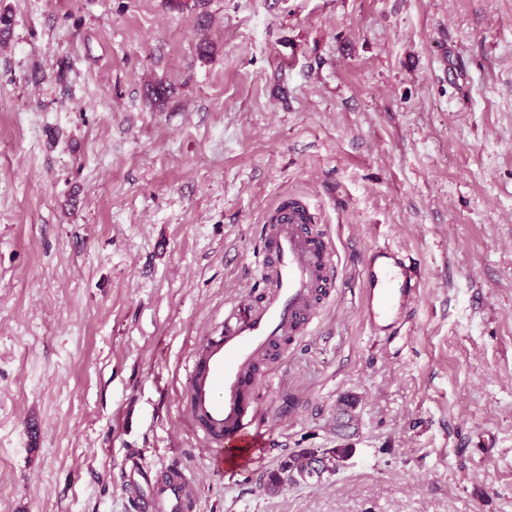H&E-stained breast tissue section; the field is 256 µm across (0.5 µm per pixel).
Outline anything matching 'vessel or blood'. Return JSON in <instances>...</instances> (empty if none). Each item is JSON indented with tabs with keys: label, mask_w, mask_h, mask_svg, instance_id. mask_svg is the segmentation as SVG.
<instances>
[{
	"label": "vessel or blood",
	"mask_w": 512,
	"mask_h": 512,
	"mask_svg": "<svg viewBox=\"0 0 512 512\" xmlns=\"http://www.w3.org/2000/svg\"><path fill=\"white\" fill-rule=\"evenodd\" d=\"M335 250L316 230L306 207L276 212L263 232L255 264L263 290L234 299L224 324L203 337L190 356L183 417L215 453L216 464H253L252 449L265 445L256 426L257 395L271 379L268 364L300 341L334 286ZM361 313L370 334L393 338L419 297L420 266L390 246L362 261ZM126 488L135 512H199V481L180 461L152 466L141 456L125 459Z\"/></svg>",
	"instance_id": "b4317fda"
}]
</instances>
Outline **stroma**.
Masks as SVG:
<instances>
[{
    "mask_svg": "<svg viewBox=\"0 0 512 512\" xmlns=\"http://www.w3.org/2000/svg\"><path fill=\"white\" fill-rule=\"evenodd\" d=\"M186 2L0 0V512H128L131 448L192 469L201 512H512V0ZM290 199L337 282L232 476L186 366ZM384 244L421 269L387 345L360 312ZM350 450L351 448L348 445L334 448L332 450L333 454H335L333 459L329 458L326 463L322 461L321 470L313 466V463L317 460L312 448H301L294 451L282 459L278 466L269 472L267 486L270 491L278 492L279 488L283 485H296L301 482H308L309 480L320 482L325 471H328V475L336 473V469L339 470L345 467L353 455L352 452L350 456H346L335 463L336 453L343 455L349 453Z\"/></svg>",
    "mask_w": 512,
    "mask_h": 512,
    "instance_id": "obj_1",
    "label": "stroma"
}]
</instances>
